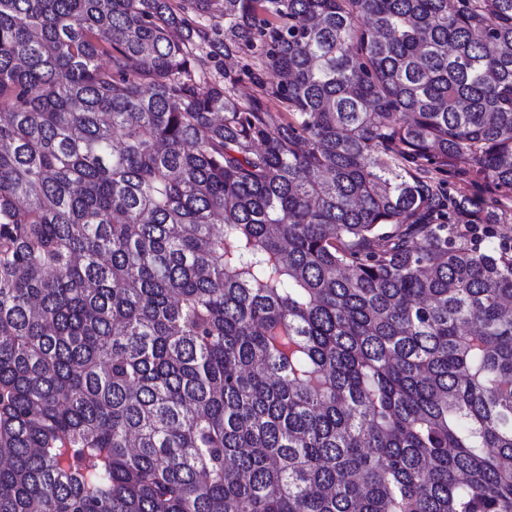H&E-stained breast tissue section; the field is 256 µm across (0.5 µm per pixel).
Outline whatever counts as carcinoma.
Masks as SVG:
<instances>
[{
	"label": "carcinoma",
	"instance_id": "carcinoma-1",
	"mask_svg": "<svg viewBox=\"0 0 512 512\" xmlns=\"http://www.w3.org/2000/svg\"><path fill=\"white\" fill-rule=\"evenodd\" d=\"M473 172L512 0H0V512H512Z\"/></svg>",
	"mask_w": 512,
	"mask_h": 512
}]
</instances>
